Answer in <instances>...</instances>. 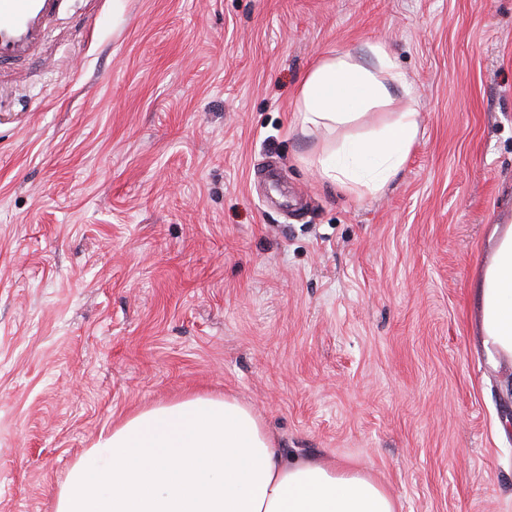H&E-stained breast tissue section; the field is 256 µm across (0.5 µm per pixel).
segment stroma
Instances as JSON below:
<instances>
[{
  "instance_id": "1",
  "label": "stroma",
  "mask_w": 512,
  "mask_h": 512,
  "mask_svg": "<svg viewBox=\"0 0 512 512\" xmlns=\"http://www.w3.org/2000/svg\"><path fill=\"white\" fill-rule=\"evenodd\" d=\"M384 43L414 108L356 198L305 164L294 99ZM0 72V512H55L149 406L251 404L286 452L402 512H512V364L473 288L512 225V0H64Z\"/></svg>"
}]
</instances>
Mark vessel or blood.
Returning a JSON list of instances; mask_svg holds the SVG:
<instances>
[{
    "label": "vessel or blood",
    "mask_w": 512,
    "mask_h": 512,
    "mask_svg": "<svg viewBox=\"0 0 512 512\" xmlns=\"http://www.w3.org/2000/svg\"><path fill=\"white\" fill-rule=\"evenodd\" d=\"M61 0H0V69L43 56Z\"/></svg>",
    "instance_id": "obj_1"
}]
</instances>
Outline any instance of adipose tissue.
I'll return each instance as SVG.
<instances>
[{
	"label": "adipose tissue",
	"instance_id": "obj_1",
	"mask_svg": "<svg viewBox=\"0 0 512 512\" xmlns=\"http://www.w3.org/2000/svg\"><path fill=\"white\" fill-rule=\"evenodd\" d=\"M371 64L350 54L320 59L304 77L296 110L303 133H333L408 92L383 44ZM417 112L314 153L320 177L363 196L382 191L417 140ZM475 301L490 364L512 361V226L485 269ZM76 463L56 512H398L371 472L284 453L260 416L236 397L194 395L143 410L113 428Z\"/></svg>",
	"mask_w": 512,
	"mask_h": 512
}]
</instances>
